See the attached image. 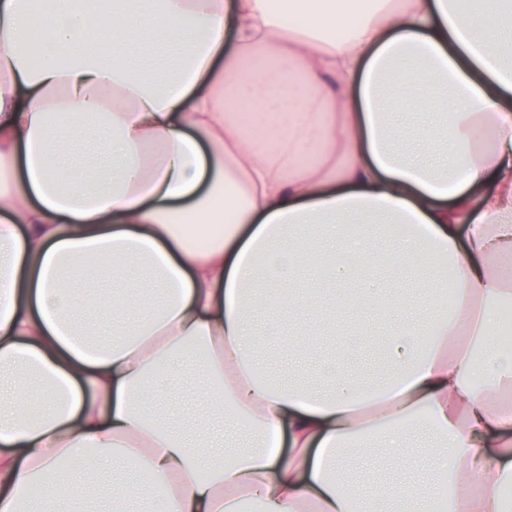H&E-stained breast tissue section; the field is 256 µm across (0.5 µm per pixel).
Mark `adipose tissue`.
<instances>
[{"mask_svg": "<svg viewBox=\"0 0 512 512\" xmlns=\"http://www.w3.org/2000/svg\"><path fill=\"white\" fill-rule=\"evenodd\" d=\"M376 265L427 306L459 294L431 346L395 328L379 391L262 377L256 310L326 307L323 284ZM145 269L157 297L69 286ZM511 298L512 0H0V512L157 485L153 512H439L427 477L380 497L346 476L418 429L452 512H502ZM187 359L247 451L145 407Z\"/></svg>", "mask_w": 512, "mask_h": 512, "instance_id": "1", "label": "adipose tissue"}]
</instances>
